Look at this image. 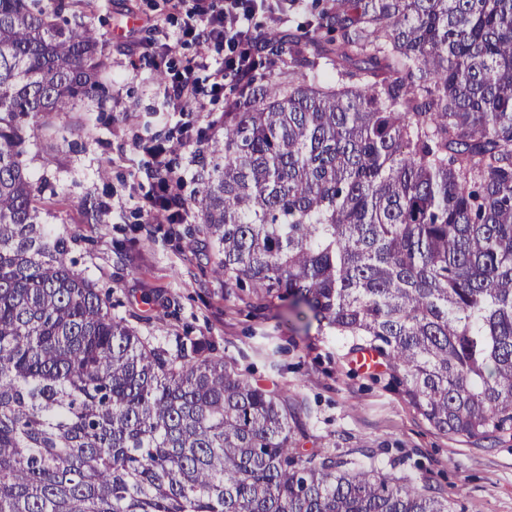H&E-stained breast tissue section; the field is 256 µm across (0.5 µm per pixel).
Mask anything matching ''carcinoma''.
<instances>
[{
  "label": "carcinoma",
  "instance_id": "1",
  "mask_svg": "<svg viewBox=\"0 0 512 512\" xmlns=\"http://www.w3.org/2000/svg\"><path fill=\"white\" fill-rule=\"evenodd\" d=\"M75 0H0V512H453L336 454L216 347L112 314L41 222L30 122L100 99ZM224 287L382 360L434 427L512 434V0H316L212 119Z\"/></svg>",
  "mask_w": 512,
  "mask_h": 512
}]
</instances>
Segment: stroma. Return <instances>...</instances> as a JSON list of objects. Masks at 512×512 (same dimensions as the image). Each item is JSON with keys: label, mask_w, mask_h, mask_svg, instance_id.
<instances>
[{"label": "stroma", "mask_w": 512, "mask_h": 512, "mask_svg": "<svg viewBox=\"0 0 512 512\" xmlns=\"http://www.w3.org/2000/svg\"><path fill=\"white\" fill-rule=\"evenodd\" d=\"M91 3L87 20L107 39L106 98L32 129L28 167L43 188V223L72 238L77 270L111 290L113 314L144 336L207 338L244 378L305 403L304 458L334 453L382 464L400 457L403 475L427 478L457 512H512V437L491 444L438 431L387 376L360 371L349 344L329 329H301L287 301L225 287L196 217L184 224L148 219L142 145L159 140L176 148L178 190L191 199L198 162L215 145L212 116L224 110L220 96L203 112L170 110L165 80L184 57L197 53L216 64L227 48L180 41L185 14L170 0ZM130 29L135 38L127 37ZM146 52L158 67L142 65ZM88 201L97 209L92 224L84 215Z\"/></svg>", "instance_id": "obj_1"}]
</instances>
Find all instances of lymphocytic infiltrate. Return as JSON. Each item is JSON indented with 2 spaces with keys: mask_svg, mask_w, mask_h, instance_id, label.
Returning a JSON list of instances; mask_svg holds the SVG:
<instances>
[{
  "mask_svg": "<svg viewBox=\"0 0 512 512\" xmlns=\"http://www.w3.org/2000/svg\"><path fill=\"white\" fill-rule=\"evenodd\" d=\"M266 0H224L216 6L214 0H192L182 38L189 43L226 44L230 48L224 63L207 69L202 57L186 58L173 74L166 89L173 109L181 112H200L206 107V93H232L236 84L245 82L250 72V57L263 51L266 36L250 27L252 14L262 8ZM206 70L205 78H198V70Z\"/></svg>",
  "mask_w": 512,
  "mask_h": 512,
  "instance_id": "f902f5d3",
  "label": "lymphocytic infiltrate"
}]
</instances>
